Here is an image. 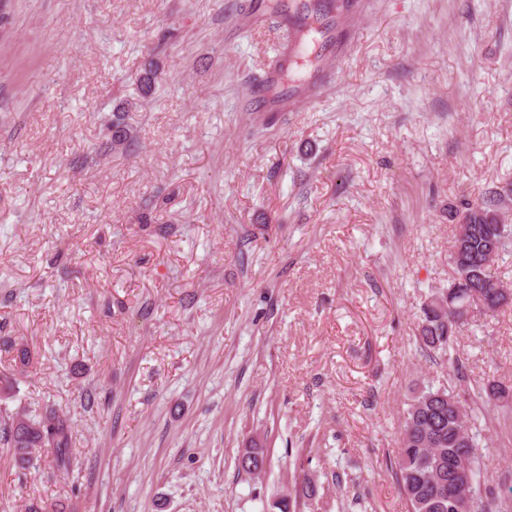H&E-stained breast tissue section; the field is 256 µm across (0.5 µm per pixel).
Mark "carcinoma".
<instances>
[{"instance_id":"1","label":"carcinoma","mask_w":512,"mask_h":512,"mask_svg":"<svg viewBox=\"0 0 512 512\" xmlns=\"http://www.w3.org/2000/svg\"><path fill=\"white\" fill-rule=\"evenodd\" d=\"M128 140L129 130L118 117L112 121V148L119 149ZM497 201L494 191L478 202L462 204L470 234L462 241L454 240L449 255L453 269L450 284L428 297L418 323L420 345L429 350L447 353L466 325L452 321L438 301L468 312L485 298L490 301L486 312L494 315L504 309L495 302L502 281L491 275L494 258L487 257L489 245H495L500 254L512 243V226L500 222ZM485 391L490 403L512 397V388L506 390L496 381L487 382ZM436 393L438 390L430 387L421 390L403 411L396 458L399 483L410 512H452L450 481L456 483L459 497L467 500L472 510L481 480L479 448L468 432L463 403L442 402L435 398ZM71 438V425L64 416L36 419L17 412L0 421V444L8 448L21 469L32 466L41 449L51 448L57 468L68 470ZM237 465L239 471L257 476L266 467V457L254 443L239 455Z\"/></svg>"}]
</instances>
